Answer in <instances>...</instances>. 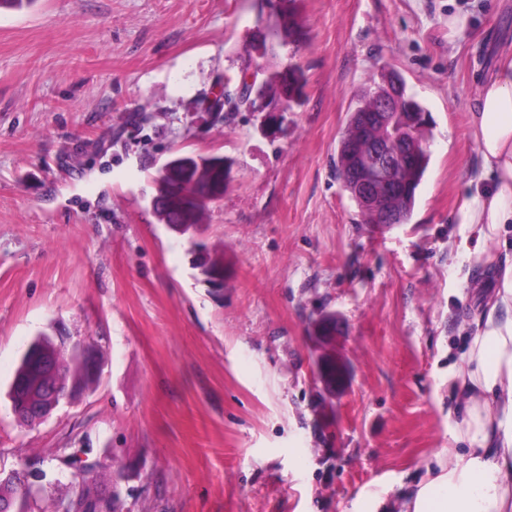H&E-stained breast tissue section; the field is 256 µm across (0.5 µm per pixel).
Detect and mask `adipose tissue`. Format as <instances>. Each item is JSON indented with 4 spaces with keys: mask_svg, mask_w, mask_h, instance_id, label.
Listing matches in <instances>:
<instances>
[{
    "mask_svg": "<svg viewBox=\"0 0 512 512\" xmlns=\"http://www.w3.org/2000/svg\"><path fill=\"white\" fill-rule=\"evenodd\" d=\"M469 126L492 188L462 207L469 236L460 246L484 256L487 275L474 291L465 365L449 385L461 416L437 469L397 512H512V41L481 82Z\"/></svg>",
    "mask_w": 512,
    "mask_h": 512,
    "instance_id": "ef3b65f1",
    "label": "adipose tissue"
}]
</instances>
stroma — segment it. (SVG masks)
Here are the masks:
<instances>
[{"label": "stroma", "instance_id": "1", "mask_svg": "<svg viewBox=\"0 0 512 512\" xmlns=\"http://www.w3.org/2000/svg\"><path fill=\"white\" fill-rule=\"evenodd\" d=\"M299 41L249 54L256 0H37L0 9V471L47 473L28 512L118 462V512H378L435 467L459 418L472 288L468 126L512 0H297ZM462 14L455 34L448 18ZM302 67L287 112L201 111L256 65ZM396 72L430 114L408 223L365 224L336 177L360 94ZM154 120L138 124V112ZM234 160L199 243L150 205L147 165ZM224 257L219 291L193 266ZM336 334L315 336L322 314ZM40 333L95 346L79 403L31 428L8 399ZM332 352L335 387L316 360Z\"/></svg>", "mask_w": 512, "mask_h": 512}]
</instances>
